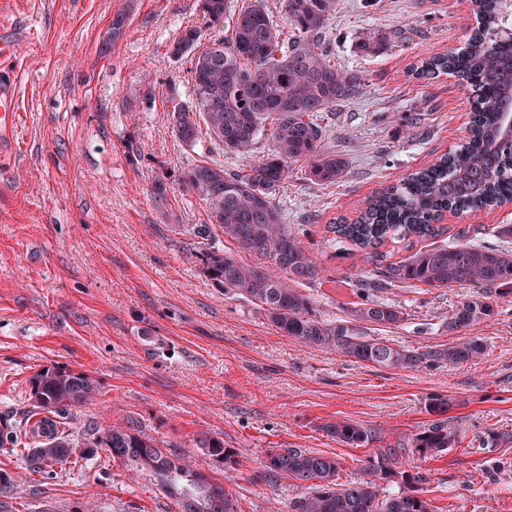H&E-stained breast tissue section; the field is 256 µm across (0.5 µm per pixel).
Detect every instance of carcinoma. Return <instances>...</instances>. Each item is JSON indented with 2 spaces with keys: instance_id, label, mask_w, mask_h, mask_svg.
Returning a JSON list of instances; mask_svg holds the SVG:
<instances>
[{
  "instance_id": "obj_1",
  "label": "carcinoma",
  "mask_w": 512,
  "mask_h": 512,
  "mask_svg": "<svg viewBox=\"0 0 512 512\" xmlns=\"http://www.w3.org/2000/svg\"><path fill=\"white\" fill-rule=\"evenodd\" d=\"M337 4L338 0H284L285 21L292 29L285 37L264 0H247L232 16L230 37L212 36L204 42L202 29L224 22L229 0H198L203 26L186 28L171 45L173 58L190 56L187 74L195 91V110L181 103L173 106L175 136L193 147L203 128L210 142L245 160L242 168L232 171L212 160L202 161L179 177L183 188L207 207L209 223L197 230L205 239L196 254L200 271L213 287L246 297L282 334L305 345L332 347L365 365L431 370L475 361L486 351L478 339L446 348L406 350L364 335L357 322L379 327L400 322L401 311L378 296L397 283L495 288L499 295L511 296L512 250L478 247L463 239L419 249L401 264L357 280L362 302L352 321L314 318L312 301L300 290L322 282L325 268L303 245V225L286 223L275 198L294 164H302L310 179L323 184L337 182L347 170L343 157L323 149L325 128L319 122L336 103L359 93L357 78L330 63L321 43ZM511 11L512 0H477V26L466 46L424 62L422 74H452L474 98L469 138L369 199L352 223L327 225L331 245L347 243L373 256L391 240L437 236L436 221L445 212H478L512 201V142L502 134L512 118L505 107L512 89V28L507 22ZM264 136L272 147L262 159L250 160ZM212 226L235 250H226L206 235ZM241 252L257 255L259 262H242L237 257ZM493 314L489 297L469 294L449 314L448 331ZM96 391L93 378L66 366L34 374L31 413L40 419L31 430L37 441L26 452L31 473L47 478L74 456L90 459L103 451L113 461L153 477L177 512H238L236 500L220 482L129 421L105 428L90 424L79 440L58 430L54 417L86 405ZM323 430L352 448L374 439L359 422H328ZM457 439L447 421H435L415 435L411 452L432 456L454 447ZM195 444L224 463L227 472L238 465L224 441L209 433L199 434ZM19 445L16 426L0 418V448ZM147 448L159 462L154 470L141 461ZM397 463V449L380 448L368 458L361 481L342 483L338 459L286 448L268 455L263 476L309 483L308 492L293 502V512H434L430 501L411 490L381 495L380 482L394 474ZM19 490L20 480L0 469V512H9L8 500Z\"/></svg>"
}]
</instances>
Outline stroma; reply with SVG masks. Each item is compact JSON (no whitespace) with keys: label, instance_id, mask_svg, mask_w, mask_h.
Listing matches in <instances>:
<instances>
[{"label":"stroma","instance_id":"obj_1","mask_svg":"<svg viewBox=\"0 0 512 512\" xmlns=\"http://www.w3.org/2000/svg\"><path fill=\"white\" fill-rule=\"evenodd\" d=\"M124 16L119 39L113 18ZM198 0H0V26L29 31L18 50V126L0 163V411L23 419L30 379L65 365L98 383L66 429L120 421L189 455L224 480L239 512H291L300 481L261 479L271 451L300 448L337 458L340 479L358 481L377 449L399 451L400 472L425 474L418 495L435 512H512V296L492 295V317L456 332L448 315L466 291L394 286L382 296L402 311L388 328L364 325L411 349L468 338L481 359L434 370L353 362L334 349L283 335L254 304L213 288L199 271L191 227L206 207L183 191L182 170L211 159H242L201 139L189 148L172 132L173 101L195 94L187 60L170 44L200 24ZM475 15L470 0H340L322 41L360 89L327 112L323 145L348 168L335 184L310 181L292 166L277 196L292 224H307L304 244L327 278L307 287L315 317L350 319L354 287L374 260L333 250L327 227L355 218L368 198L405 174L453 151L468 134L470 98L455 77L415 69L464 47ZM165 198L153 193L155 180ZM512 203L472 215L448 214L442 243L469 228L476 244L512 250ZM458 431L437 457L412 454V437L435 420L431 401ZM357 421L374 440L352 448L323 425ZM207 431L237 454L226 475L194 440ZM497 446L484 447L488 433ZM0 468L21 484L12 512H174L152 477L106 455L68 460L54 478L29 472L19 451L0 448Z\"/></svg>","mask_w":512,"mask_h":512}]
</instances>
